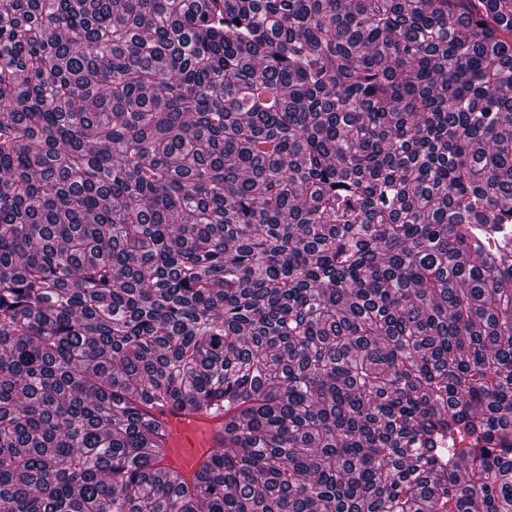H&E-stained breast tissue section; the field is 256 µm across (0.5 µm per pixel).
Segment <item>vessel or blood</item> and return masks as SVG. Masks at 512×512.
I'll use <instances>...</instances> for the list:
<instances>
[{"label": "vessel or blood", "instance_id": "obj_1", "mask_svg": "<svg viewBox=\"0 0 512 512\" xmlns=\"http://www.w3.org/2000/svg\"><path fill=\"white\" fill-rule=\"evenodd\" d=\"M162 428L166 463L171 470L189 476L199 462L224 441L222 413L191 412L172 406L152 411Z\"/></svg>", "mask_w": 512, "mask_h": 512}]
</instances>
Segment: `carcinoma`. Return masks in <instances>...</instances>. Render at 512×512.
Here are the masks:
<instances>
[{
    "label": "carcinoma",
    "instance_id": "1",
    "mask_svg": "<svg viewBox=\"0 0 512 512\" xmlns=\"http://www.w3.org/2000/svg\"><path fill=\"white\" fill-rule=\"evenodd\" d=\"M511 232L512 0H0V512H512ZM164 433L166 464L190 476L199 462L224 442V415L179 410L171 405L151 412Z\"/></svg>",
    "mask_w": 512,
    "mask_h": 512
}]
</instances>
